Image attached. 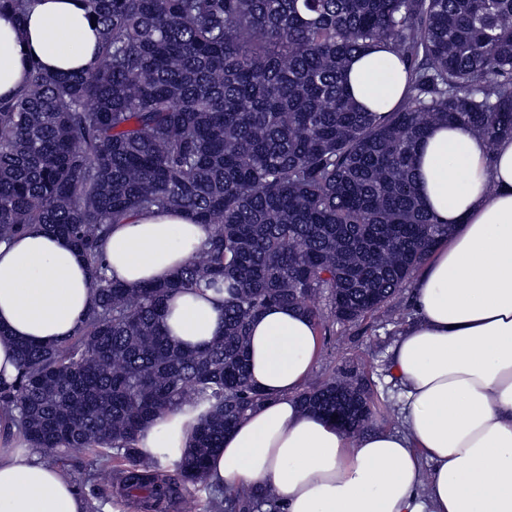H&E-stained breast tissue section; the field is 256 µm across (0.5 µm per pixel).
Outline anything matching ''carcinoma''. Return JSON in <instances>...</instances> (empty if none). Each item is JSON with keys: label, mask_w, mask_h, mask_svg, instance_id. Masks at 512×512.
<instances>
[{"label": "carcinoma", "mask_w": 512, "mask_h": 512, "mask_svg": "<svg viewBox=\"0 0 512 512\" xmlns=\"http://www.w3.org/2000/svg\"><path fill=\"white\" fill-rule=\"evenodd\" d=\"M93 66L33 62L0 98V241L33 226L66 239L92 275L87 318L52 345L13 340L17 380L0 412L31 448L115 462L148 508L169 498L161 454L137 447L164 411L200 409L175 464L206 484L208 456L263 395L249 382L251 320L272 304L320 328L385 312L450 228L425 209L414 157L430 127L512 138V0H83ZM33 0H0L18 20ZM384 44L406 96L385 115L349 96L347 67ZM181 210L211 234L166 282L132 291L101 257L130 215ZM224 295V332L199 348L169 336L177 292ZM327 295L329 311L318 304ZM356 432L376 384L343 373L298 395ZM224 512H280L240 489Z\"/></svg>", "instance_id": "cac0c4a2"}]
</instances>
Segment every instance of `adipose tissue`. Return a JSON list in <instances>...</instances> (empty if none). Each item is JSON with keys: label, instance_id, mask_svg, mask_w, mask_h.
<instances>
[{"label": "adipose tissue", "instance_id": "obj_1", "mask_svg": "<svg viewBox=\"0 0 512 512\" xmlns=\"http://www.w3.org/2000/svg\"><path fill=\"white\" fill-rule=\"evenodd\" d=\"M97 31L82 0H35L23 23L0 16V97L24 85L30 62L57 73L91 63ZM353 99L392 111L406 90L387 49L357 54ZM417 191L450 225L415 282L413 314L389 354L404 399L402 429L353 433L303 410L297 394L318 350L299 309L272 305L250 324L249 377L264 396L224 435L208 464L215 488H271L282 512H512V139L489 144L463 125H434L416 156ZM186 212L139 213L112 228L108 277L126 288L171 279L207 239ZM90 271L78 249L35 228L0 242V381L19 364L10 343L59 342L83 322ZM170 336L199 347L224 329V299L176 294ZM198 411L188 404L145 427L138 446L180 459ZM78 489L34 449L0 447V512H85Z\"/></svg>", "mask_w": 512, "mask_h": 512}]
</instances>
